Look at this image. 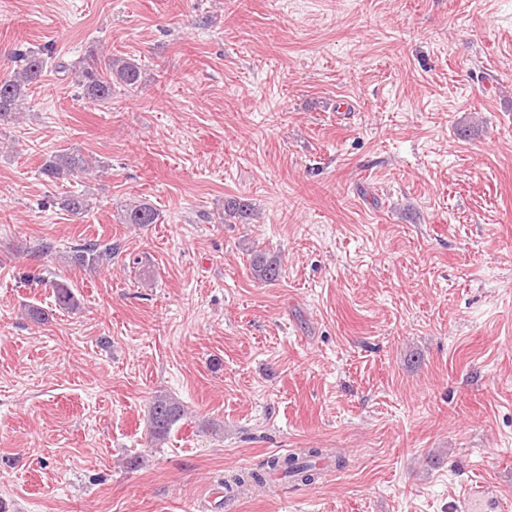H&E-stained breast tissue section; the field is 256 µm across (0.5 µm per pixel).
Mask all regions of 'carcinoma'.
<instances>
[{"label":"carcinoma","mask_w":512,"mask_h":512,"mask_svg":"<svg viewBox=\"0 0 512 512\" xmlns=\"http://www.w3.org/2000/svg\"><path fill=\"white\" fill-rule=\"evenodd\" d=\"M17 56L22 65L12 75L0 79V125L15 120L17 113L26 105L27 93L32 85L38 84L47 72L52 59L47 49H29L20 51ZM75 83L83 97L92 102H105L112 98V87L124 86L128 89L138 87L141 81V67L133 58L125 56L110 57L104 64L96 59L74 71ZM101 168V162L82 153L62 152L53 155L43 164L42 174L55 180H74L87 176ZM59 206L73 217L83 215L89 207V200L82 194H69L60 199ZM159 213L147 203L130 205L124 213V223L156 224ZM119 247L111 243L90 241L73 251L71 263L80 267L95 268L112 260L118 254ZM250 268L255 279L271 283L281 272L277 259L266 253L253 250L250 253ZM44 284L52 290L55 306L66 311L79 308L77 290L66 279H48ZM185 416V409L169 395H157L153 398L148 411V431L156 440L164 439L172 428ZM323 455L320 448H310L300 454L273 456L266 460L259 470H250L236 478V483L252 482L262 485L272 476L291 479L304 483H313L318 477L316 460Z\"/></svg>","instance_id":"1"}]
</instances>
